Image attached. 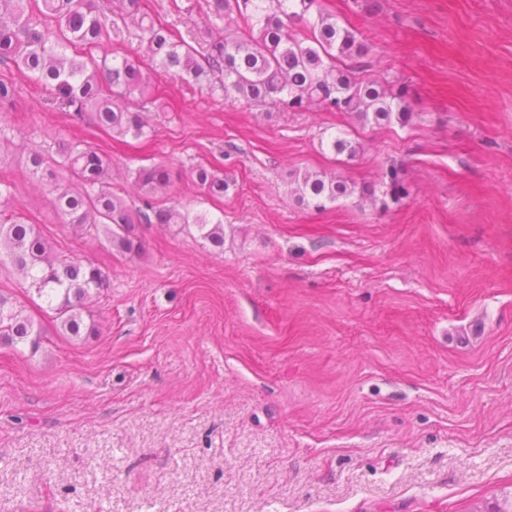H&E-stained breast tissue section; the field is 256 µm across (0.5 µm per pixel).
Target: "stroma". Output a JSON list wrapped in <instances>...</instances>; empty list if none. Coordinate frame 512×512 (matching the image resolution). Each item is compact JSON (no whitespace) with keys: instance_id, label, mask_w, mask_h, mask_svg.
Segmentation results:
<instances>
[{"instance_id":"stroma-1","label":"stroma","mask_w":512,"mask_h":512,"mask_svg":"<svg viewBox=\"0 0 512 512\" xmlns=\"http://www.w3.org/2000/svg\"><path fill=\"white\" fill-rule=\"evenodd\" d=\"M323 2L375 43L376 77L410 84L409 125L261 112L157 70L153 133L129 145L0 66L7 136L164 164L171 202L224 224L220 251L139 224L124 256L0 161L12 207L110 282L84 336L45 316L38 351L0 342V512H485L512 493V0ZM339 133L356 158L327 148ZM200 162L223 198L187 179ZM393 162L409 193L387 210L290 194L296 172L362 184Z\"/></svg>"}]
</instances>
